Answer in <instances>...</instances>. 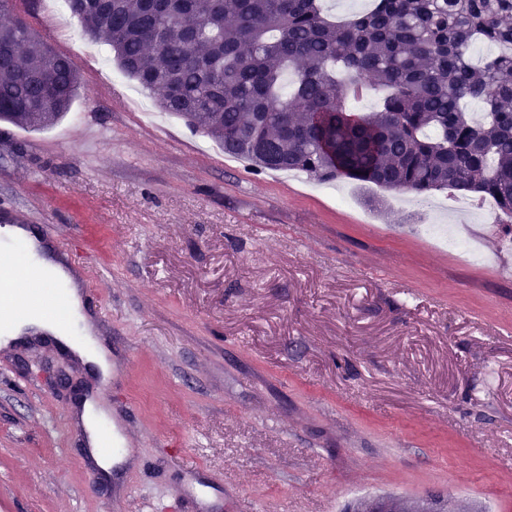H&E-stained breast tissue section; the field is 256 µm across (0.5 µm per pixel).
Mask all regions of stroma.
<instances>
[{
  "mask_svg": "<svg viewBox=\"0 0 512 512\" xmlns=\"http://www.w3.org/2000/svg\"><path fill=\"white\" fill-rule=\"evenodd\" d=\"M29 21L76 59L54 126L0 121V210L60 236L129 347L106 395L134 427L121 512H342L368 496L512 512V224L474 195L257 171L164 114L46 0ZM110 228L85 258L78 221ZM478 238L441 245L436 224ZM71 403L0 355V512H105L60 424Z\"/></svg>",
  "mask_w": 512,
  "mask_h": 512,
  "instance_id": "1",
  "label": "stroma"
}]
</instances>
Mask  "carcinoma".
Returning a JSON list of instances; mask_svg holds the SVG:
<instances>
[{
	"label": "carcinoma",
	"mask_w": 512,
	"mask_h": 512,
	"mask_svg": "<svg viewBox=\"0 0 512 512\" xmlns=\"http://www.w3.org/2000/svg\"><path fill=\"white\" fill-rule=\"evenodd\" d=\"M27 2L0 0V121L39 131L70 110L79 67L36 37ZM68 3L162 111L226 154L319 182L473 193L512 219V0H369L343 22L320 0ZM476 43L496 52L475 63ZM362 89L377 110L344 106Z\"/></svg>",
	"instance_id": "carcinoma-1"
}]
</instances>
